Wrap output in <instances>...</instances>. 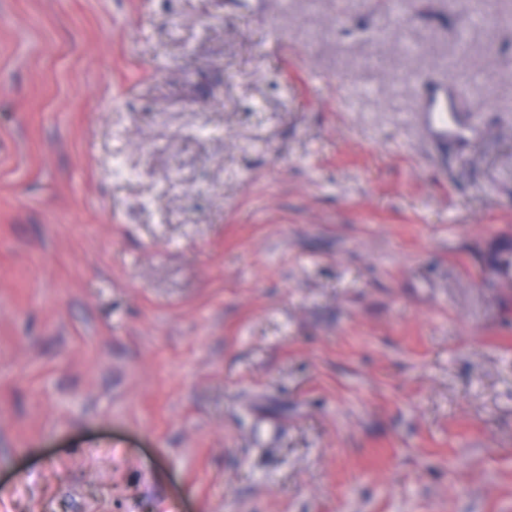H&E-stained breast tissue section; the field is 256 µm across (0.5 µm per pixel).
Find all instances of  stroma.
Wrapping results in <instances>:
<instances>
[{"mask_svg": "<svg viewBox=\"0 0 512 512\" xmlns=\"http://www.w3.org/2000/svg\"><path fill=\"white\" fill-rule=\"evenodd\" d=\"M463 2L0 0V512H512V22ZM456 99L455 90L448 85L430 87L423 96L420 117L437 140H462L469 132L457 112Z\"/></svg>", "mask_w": 512, "mask_h": 512, "instance_id": "obj_1", "label": "stroma"}]
</instances>
